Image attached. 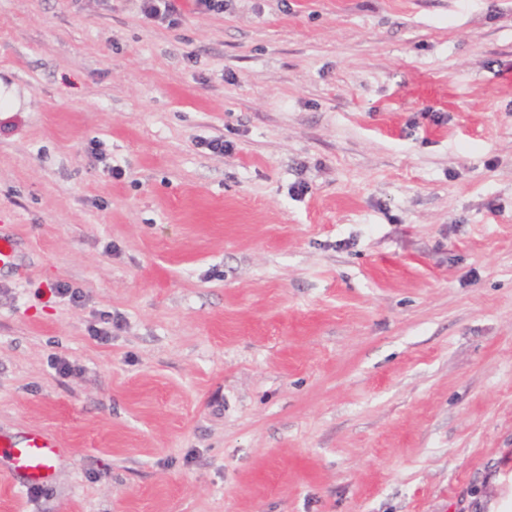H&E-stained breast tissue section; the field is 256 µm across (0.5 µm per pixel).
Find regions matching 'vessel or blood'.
<instances>
[{"label": "vessel or blood", "mask_w": 512, "mask_h": 512, "mask_svg": "<svg viewBox=\"0 0 512 512\" xmlns=\"http://www.w3.org/2000/svg\"><path fill=\"white\" fill-rule=\"evenodd\" d=\"M61 445L41 431L20 435L0 432V462L6 463L13 478L26 486H45L52 482L56 461L61 460Z\"/></svg>", "instance_id": "vessel-or-blood-1"}]
</instances>
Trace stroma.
<instances>
[{
    "instance_id": "stroma-1",
    "label": "stroma",
    "mask_w": 512,
    "mask_h": 512,
    "mask_svg": "<svg viewBox=\"0 0 512 512\" xmlns=\"http://www.w3.org/2000/svg\"><path fill=\"white\" fill-rule=\"evenodd\" d=\"M0 90V512L512 495V0H0ZM139 3L140 14L154 21L167 22L168 26L173 27L179 24L181 8L176 2L183 0H136ZM61 445L55 438L41 431L20 435L0 432V462L7 464L14 479L26 486H46L54 478L61 461Z\"/></svg>"
}]
</instances>
